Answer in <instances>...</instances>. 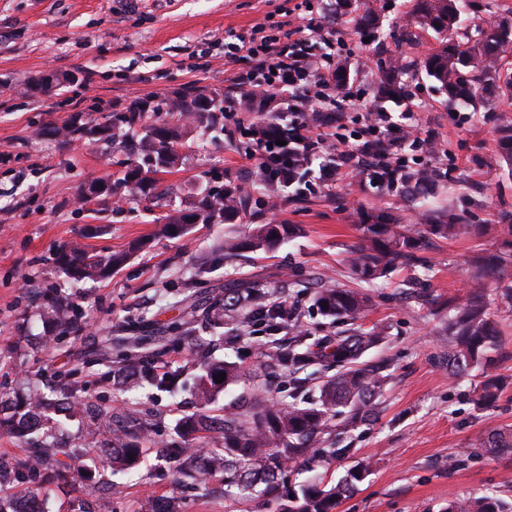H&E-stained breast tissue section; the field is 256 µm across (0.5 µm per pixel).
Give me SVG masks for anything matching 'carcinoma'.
Instances as JSON below:
<instances>
[{
  "instance_id": "obj_1",
  "label": "carcinoma",
  "mask_w": 512,
  "mask_h": 512,
  "mask_svg": "<svg viewBox=\"0 0 512 512\" xmlns=\"http://www.w3.org/2000/svg\"><path fill=\"white\" fill-rule=\"evenodd\" d=\"M479 5L472 0H414L407 24L390 34L397 45L412 42V29L419 28L443 36L440 46L429 50L422 60L424 75L447 97L450 105L490 102L498 95L512 98V75L503 80L500 70L512 53V26L506 18L484 25L470 20ZM356 25L362 31L378 28L372 0L356 4ZM417 77L415 61L403 55L385 60L378 85V105L398 104L404 98V80ZM157 119L134 127L147 112ZM192 124L216 139L224 134V96L192 88L167 99L165 106L154 103L151 96L140 98L122 112H112L102 123L91 118L76 125L56 128L63 139L96 136L112 142L127 155L122 176L110 188L117 194L122 188L147 196L156 184L155 175L177 166L181 160L176 129ZM498 153L501 161L512 168V123H502L498 130ZM266 182L265 198L272 202L282 188L302 182L299 166H288V175H279L276 164L259 165ZM441 174L433 169H417L402 174L397 186L400 206L436 194ZM259 200L234 186L216 185L207 189L192 209L168 211L154 222L184 227L190 217L201 224H233L241 217L255 214ZM420 223L408 226L400 218L361 213L358 224L361 237L344 258L345 265L360 282L371 283L386 278L398 268L421 264L419 253L429 239L453 240L475 232L489 231L486 224H463L451 208H423ZM496 233L503 250L478 253L470 260L472 279L495 284L498 303L512 307V213L499 218ZM296 228L285 224H257L246 239L229 237L220 248L233 257L246 249L270 251ZM126 260L124 254L101 256L71 242L53 256L62 272L75 279L96 280L117 269ZM51 302L40 311V318L50 326L51 335L44 344L58 342L81 331L88 313L57 288L47 291ZM314 305L327 317L340 319L352 328L334 336H316L301 321L298 304L284 297L271 299L259 288H226L209 298L202 312L175 323L169 330L190 348L201 345L196 325L224 326L235 332L232 342L246 335V327L255 325L264 334L263 370L280 375L293 385L290 401L256 402L244 409L224 410L220 415L208 412L224 387L239 377L236 364L206 359L199 364L195 395L199 411L178 420L182 441L172 449L177 461L176 472L193 478L205 488L217 481L224 485V497L233 500L256 499L271 494L284 500L281 512H336L342 499L353 494L364 479L366 469L360 463L350 467L330 489L313 481L292 493H280L281 476L290 466L304 463L318 465L350 453L336 447V427L347 433L368 420L376 411L378 399L388 382L382 366L363 365L360 358L385 338V329L373 325L355 329L353 324L365 316L369 306L366 294L334 284L323 285L314 294ZM448 363L456 377L471 368L483 370L484 380L474 390V402L480 409L494 407L501 393L502 380L491 373L494 361L489 356L496 346L498 330L481 294H466L448 300ZM143 337L124 338L126 352L117 367H112V352L102 354V365L112 368L113 378L125 376L143 380V385L157 390L174 388L180 369L161 373L148 368L140 354ZM320 366L336 368L317 388L315 394L305 389L308 369ZM226 374L221 383L219 374ZM342 418L336 422V418ZM81 423L97 437L101 460L114 473L129 472L136 467L151 445L150 422L133 412L104 408L82 399L76 390L61 384L48 393L34 381H24L10 391L0 392V432L16 439L27 453L22 456L0 455V487L34 484L31 492L40 507L36 512H50L44 484L68 482L81 475L83 450L65 440L68 423ZM475 448H492L512 454V436L502 433L479 435ZM443 512H512V501L497 495L467 499L450 498Z\"/></svg>"
}]
</instances>
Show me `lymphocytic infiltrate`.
Instances as JSON below:
<instances>
[{
  "label": "lymphocytic infiltrate",
  "instance_id": "f902f5d3",
  "mask_svg": "<svg viewBox=\"0 0 512 512\" xmlns=\"http://www.w3.org/2000/svg\"><path fill=\"white\" fill-rule=\"evenodd\" d=\"M230 37L225 61L245 57L251 65L231 78L238 95L225 99L224 110L236 121L225 129V136L251 134L253 113L283 105L287 144L299 146L306 157L333 153L329 165L319 170L323 185L338 177H357L364 170L398 177L408 162L406 146L431 145L428 137L408 142L393 136L390 113L362 111L361 95L338 89V65L356 51L335 47L333 33L324 24V8L315 0H299L287 20L260 24L245 33L234 31Z\"/></svg>",
  "mask_w": 512,
  "mask_h": 512
}]
</instances>
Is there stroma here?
Segmentation results:
<instances>
[{
    "label": "stroma",
    "instance_id": "stroma-1",
    "mask_svg": "<svg viewBox=\"0 0 512 512\" xmlns=\"http://www.w3.org/2000/svg\"><path fill=\"white\" fill-rule=\"evenodd\" d=\"M296 2L0 0V390L28 377L55 381L69 373L81 383L84 397L138 410L155 423V447L124 476L122 497L103 492L112 473L99 465L90 476L55 490L52 512H70L85 499L94 501L96 512H140L145 499L172 493L185 512H278L280 502L272 497L239 503L204 493L190 481L173 487L175 462L158 451L176 444V421L193 410L195 358L185 345L164 341L147 348L155 368L186 369L175 392L155 398L134 383L113 389L91 372L90 364L115 325L140 319L170 322L179 314L173 301L186 297L202 303L237 280L288 294L313 334L336 333V325L313 305V290L326 276L370 297L363 323L384 325L387 335L362 361L387 362L390 378L377 417L342 435L350 454L312 470H287L288 482L314 475L331 486L352 465L363 463L365 479L336 512H440L452 497L512 496V457L472 445L490 429L512 434V309L498 305L495 288L486 287L485 295L500 331L492 357L505 379L496 406L480 410L473 404L478 370L457 378L448 374L446 304L475 288L469 260L477 252L498 251L494 235L436 241L426 253V267L395 271L374 285L358 283L344 257L358 241L360 212H397L403 223L413 224L418 211H398L394 193L357 177L313 188L305 201L288 199L260 215L262 224L299 226L300 236L278 250L223 258L218 248L224 238L247 236L257 222L194 224L182 234L154 221L171 208L191 209L208 189L211 172L244 184L255 197L263 195L257 158L237 142L215 141L199 130L186 135L181 163L157 175L153 197L129 198L106 212L94 203L76 202L90 182L119 176L126 156L102 141L61 143L51 128L102 117L145 96L164 99L191 87L226 92L233 70L224 61L226 31L251 29ZM336 11L342 20L337 39L360 48L350 60L353 87L374 100L378 44L365 42L351 8L340 5ZM48 73H75L79 80L59 94L31 91L33 80ZM410 87L422 134L433 135L447 152L436 164L444 177L435 206H452L467 224L496 223L502 212L512 211V174L500 167L496 143L501 119L512 121V99L451 111L425 76ZM69 242L101 255L125 251L129 258L109 278L77 283L52 262L56 250ZM54 286L87 308L91 319L79 336L46 346L41 338L47 328L32 291ZM259 341L254 334L232 346L220 340L207 346L206 356L241 369L238 383L213 403L214 412L262 392L287 400V382L256 375Z\"/></svg>",
    "mask_w": 512,
    "mask_h": 512
}]
</instances>
